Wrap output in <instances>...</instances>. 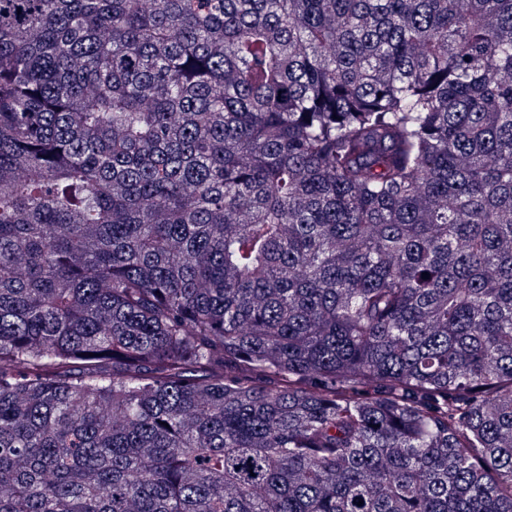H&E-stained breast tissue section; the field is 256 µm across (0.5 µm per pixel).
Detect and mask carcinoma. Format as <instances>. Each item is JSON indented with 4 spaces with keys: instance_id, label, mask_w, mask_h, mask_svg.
Returning <instances> with one entry per match:
<instances>
[{
    "instance_id": "1",
    "label": "carcinoma",
    "mask_w": 512,
    "mask_h": 512,
    "mask_svg": "<svg viewBox=\"0 0 512 512\" xmlns=\"http://www.w3.org/2000/svg\"><path fill=\"white\" fill-rule=\"evenodd\" d=\"M0 512H512V0H0Z\"/></svg>"
}]
</instances>
